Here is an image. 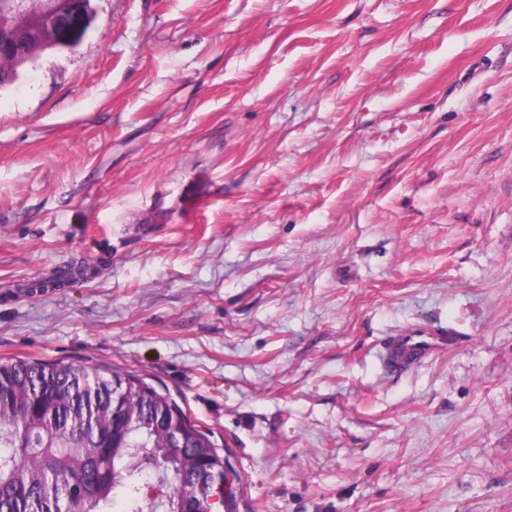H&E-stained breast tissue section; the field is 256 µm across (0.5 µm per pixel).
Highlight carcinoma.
Here are the masks:
<instances>
[{
    "label": "carcinoma",
    "mask_w": 512,
    "mask_h": 512,
    "mask_svg": "<svg viewBox=\"0 0 512 512\" xmlns=\"http://www.w3.org/2000/svg\"><path fill=\"white\" fill-rule=\"evenodd\" d=\"M20 38L0 58V90L28 65ZM70 266L27 284L61 288ZM224 468L204 433L172 398L142 381L82 363L0 360V512H235V497L209 501Z\"/></svg>",
    "instance_id": "1"
}]
</instances>
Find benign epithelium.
I'll return each instance as SVG.
<instances>
[{
    "label": "benign epithelium",
    "instance_id": "1",
    "mask_svg": "<svg viewBox=\"0 0 512 512\" xmlns=\"http://www.w3.org/2000/svg\"><path fill=\"white\" fill-rule=\"evenodd\" d=\"M90 0H35V7L0 10V32L27 31L35 36L33 47L55 48L78 28Z\"/></svg>",
    "mask_w": 512,
    "mask_h": 512
}]
</instances>
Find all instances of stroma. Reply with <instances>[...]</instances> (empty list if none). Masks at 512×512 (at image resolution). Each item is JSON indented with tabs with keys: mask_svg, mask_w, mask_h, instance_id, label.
Returning a JSON list of instances; mask_svg holds the SVG:
<instances>
[{
	"mask_svg": "<svg viewBox=\"0 0 512 512\" xmlns=\"http://www.w3.org/2000/svg\"><path fill=\"white\" fill-rule=\"evenodd\" d=\"M88 9L0 91V358L169 392L237 512H512V0ZM74 277V269L71 266L59 267L52 272V275L47 278L33 281L26 285L25 288L31 289L32 292H45L50 289L64 287ZM451 336L453 333L445 330L433 333L421 328L405 330L384 343L381 351L383 363L393 372L405 370L436 351L447 349L453 341Z\"/></svg>",
	"mask_w": 512,
	"mask_h": 512,
	"instance_id": "35a3bbf8",
	"label": "stroma"
}]
</instances>
